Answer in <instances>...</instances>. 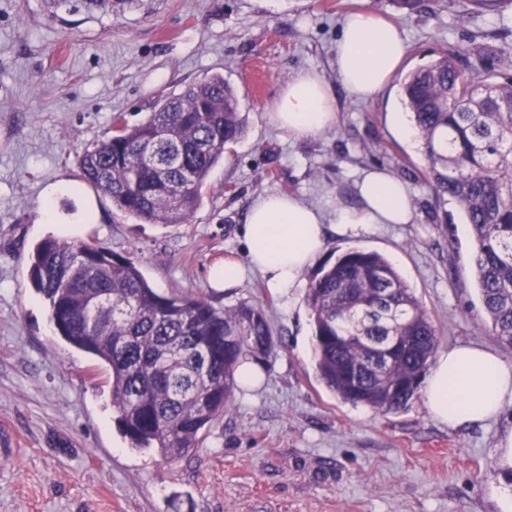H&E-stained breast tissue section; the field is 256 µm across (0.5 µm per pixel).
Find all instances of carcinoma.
<instances>
[{"instance_id":"cac0c4a2","label":"carcinoma","mask_w":512,"mask_h":512,"mask_svg":"<svg viewBox=\"0 0 512 512\" xmlns=\"http://www.w3.org/2000/svg\"><path fill=\"white\" fill-rule=\"evenodd\" d=\"M401 102L426 160L424 178L453 200L473 236V271L492 336L512 349V79L487 81L446 54L404 76ZM78 156L84 181L147 224H187L201 187L246 130L234 89L212 76L171 93L140 123ZM30 279L58 334L106 366L119 431L130 447L170 458L199 447L226 412L247 357L270 356L260 305L215 308L200 292L161 294L112 251L47 237ZM306 301L315 368L345 402L383 413L416 397L439 338L419 298L382 255L350 250L324 262Z\"/></svg>"}]
</instances>
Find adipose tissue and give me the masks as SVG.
I'll return each mask as SVG.
<instances>
[{"label": "adipose tissue", "mask_w": 512, "mask_h": 512, "mask_svg": "<svg viewBox=\"0 0 512 512\" xmlns=\"http://www.w3.org/2000/svg\"><path fill=\"white\" fill-rule=\"evenodd\" d=\"M407 54L399 27L376 14L349 13L336 43L339 77L350 96L368 100L389 82ZM270 122L288 134L311 137L337 119L335 98L325 80L306 70L280 93ZM359 206L340 208L326 226L323 211L297 197L270 192L253 202L244 227L246 256L225 257L209 274L212 287H240L250 273H260L267 288L287 295L323 252L329 233L357 237L377 224H409L414 213L406 186L373 169L357 184ZM423 404L436 421L467 427L495 418L512 403V363L480 346L457 345L441 351L422 392Z\"/></svg>", "instance_id": "1"}]
</instances>
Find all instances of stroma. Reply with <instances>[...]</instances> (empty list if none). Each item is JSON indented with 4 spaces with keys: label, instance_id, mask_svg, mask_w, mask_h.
Instances as JSON below:
<instances>
[{
    "label": "stroma",
    "instance_id": "35a3bbf8",
    "mask_svg": "<svg viewBox=\"0 0 512 512\" xmlns=\"http://www.w3.org/2000/svg\"><path fill=\"white\" fill-rule=\"evenodd\" d=\"M461 0H0V512H501L512 483L500 465L512 405L485 426L434 420L421 398L379 413L341 401L317 379L306 287L279 297L260 278L224 291L209 267L244 257L251 203L269 191L321 207L334 223L358 204L361 173L379 168L408 188L415 220L356 237L329 235L322 259L352 249L385 256L422 301L440 349L475 345L512 362L489 331L475 286L472 237L454 201L424 183L426 160L398 123V80L374 99L350 97L337 71L345 15L394 22L409 52L402 72L443 53L512 77V0L463 12ZM317 71L338 121L295 138L267 114L288 81ZM214 75L236 89L247 134L202 186L188 224H144L85 183L77 158L112 134V118L143 121L157 99ZM133 258L158 292L206 291L214 307L262 305L274 351L257 387L196 451L170 460L130 448L114 420L103 364L68 345L32 286L36 244L58 235Z\"/></svg>",
    "mask_w": 512,
    "mask_h": 512
}]
</instances>
